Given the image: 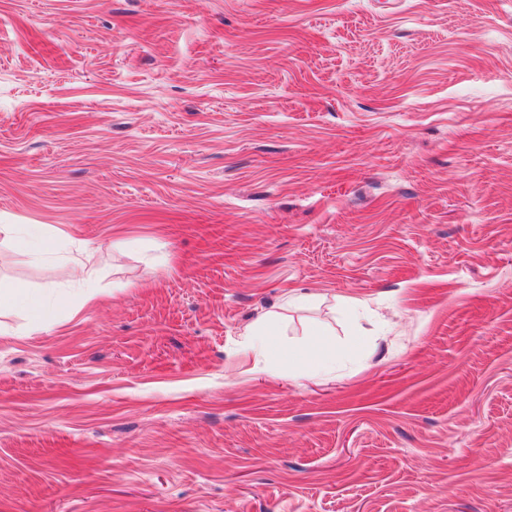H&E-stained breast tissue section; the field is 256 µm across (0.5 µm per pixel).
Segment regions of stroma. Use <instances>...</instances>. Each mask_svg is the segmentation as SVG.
<instances>
[{
	"label": "stroma",
	"instance_id": "1",
	"mask_svg": "<svg viewBox=\"0 0 512 512\" xmlns=\"http://www.w3.org/2000/svg\"><path fill=\"white\" fill-rule=\"evenodd\" d=\"M1 224L0 512H512V0H0ZM0 232L14 235L18 245L29 259L40 263L49 256L56 260L58 276L63 283L77 281L83 294V303L94 305L99 302L101 292L96 287L98 273L88 268L72 248V239L64 234H48L41 225L1 224ZM18 307L27 308L35 313L40 323L52 324L50 312L31 294L28 286L20 282H0V310ZM278 312H269L268 317L246 329L249 347L260 356H269L280 350L279 331L276 324ZM303 343L288 349V359L297 361L311 372L324 369L329 363L336 361V344L331 327L324 322L312 326Z\"/></svg>",
	"mask_w": 512,
	"mask_h": 512
}]
</instances>
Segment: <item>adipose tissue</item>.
<instances>
[{
    "label": "adipose tissue",
    "mask_w": 512,
    "mask_h": 512,
    "mask_svg": "<svg viewBox=\"0 0 512 512\" xmlns=\"http://www.w3.org/2000/svg\"><path fill=\"white\" fill-rule=\"evenodd\" d=\"M0 232L14 235L18 245L27 252L32 262L39 263L46 258H54L61 282H79L84 304L98 303L101 296L96 286L98 273L96 269L86 267L81 260L82 255L89 253V246L73 250L72 240L68 235L47 233L37 224H3L0 225ZM288 357L302 364L308 371L324 369L336 359V344L331 327L324 322L312 326L303 343L289 350Z\"/></svg>",
    "instance_id": "1"
}]
</instances>
